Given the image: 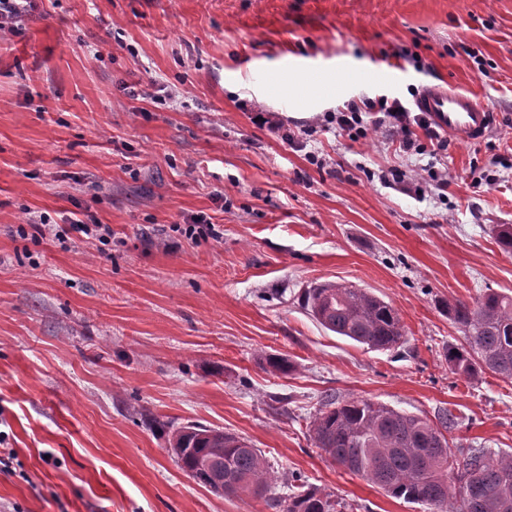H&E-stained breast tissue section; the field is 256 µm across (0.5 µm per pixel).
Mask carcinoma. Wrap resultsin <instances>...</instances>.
I'll use <instances>...</instances> for the list:
<instances>
[{"label":"carcinoma","instance_id":"obj_1","mask_svg":"<svg viewBox=\"0 0 512 512\" xmlns=\"http://www.w3.org/2000/svg\"><path fill=\"white\" fill-rule=\"evenodd\" d=\"M311 315L327 330L372 350L401 344L397 309L365 288L325 283L306 291ZM448 313L465 345L448 350L452 370L466 376L490 371L512 379V296L492 289ZM455 416L429 420L371 399L338 402L327 396L310 421L314 444L331 462L396 499L431 512H512V456L481 446L453 448ZM181 467L216 493L264 496L273 481L262 451L221 429L191 425L172 435ZM276 512H340L333 495L301 482L285 497L267 498Z\"/></svg>","mask_w":512,"mask_h":512}]
</instances>
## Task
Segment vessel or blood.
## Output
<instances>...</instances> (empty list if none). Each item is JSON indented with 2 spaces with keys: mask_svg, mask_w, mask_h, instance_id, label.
<instances>
[{
  "mask_svg": "<svg viewBox=\"0 0 512 512\" xmlns=\"http://www.w3.org/2000/svg\"><path fill=\"white\" fill-rule=\"evenodd\" d=\"M433 127L460 143H474L490 132L493 116L486 105L469 93L449 91L442 87L425 88L417 102Z\"/></svg>",
  "mask_w": 512,
  "mask_h": 512,
  "instance_id": "b4317fda",
  "label": "vessel or blood"
}]
</instances>
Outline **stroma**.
Listing matches in <instances>:
<instances>
[{
    "instance_id": "stroma-1",
    "label": "stroma",
    "mask_w": 512,
    "mask_h": 512,
    "mask_svg": "<svg viewBox=\"0 0 512 512\" xmlns=\"http://www.w3.org/2000/svg\"><path fill=\"white\" fill-rule=\"evenodd\" d=\"M436 84L485 103L492 134L409 155L323 123L383 96L414 107ZM166 88L175 101L156 103ZM426 166L448 171L444 197L366 176ZM197 214L220 239L175 232ZM38 215L91 216L114 237L20 239ZM501 224L512 0H31L0 36V432L19 461L0 512H272L180 467L169 439L188 424L259 448L273 494L297 474L342 512H428L332 464L308 423L329 394L447 409L455 444L512 453V381L448 364L463 343L449 303L512 295ZM328 282L392 304L404 344L322 327L304 293ZM271 355L291 372L271 374Z\"/></svg>"
}]
</instances>
